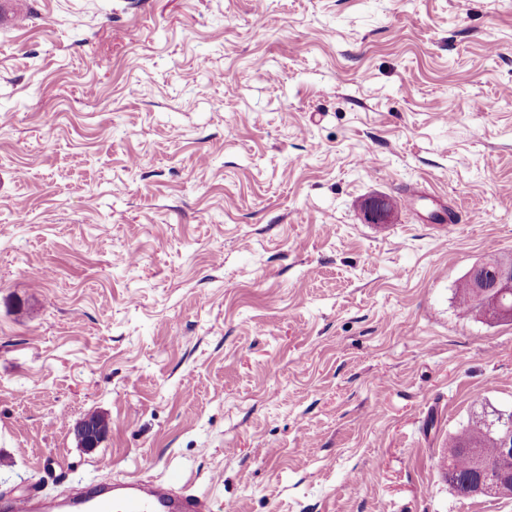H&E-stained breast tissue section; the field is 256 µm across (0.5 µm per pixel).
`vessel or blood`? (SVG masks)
<instances>
[{
    "instance_id": "1",
    "label": "vessel or blood",
    "mask_w": 512,
    "mask_h": 512,
    "mask_svg": "<svg viewBox=\"0 0 512 512\" xmlns=\"http://www.w3.org/2000/svg\"><path fill=\"white\" fill-rule=\"evenodd\" d=\"M0 512H212L205 494L175 480L129 478L97 482L93 489L61 500L24 496L0 505Z\"/></svg>"
}]
</instances>
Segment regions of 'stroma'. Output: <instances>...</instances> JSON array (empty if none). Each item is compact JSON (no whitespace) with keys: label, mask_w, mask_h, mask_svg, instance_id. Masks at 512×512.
Here are the masks:
<instances>
[{"label":"stroma","mask_w":512,"mask_h":512,"mask_svg":"<svg viewBox=\"0 0 512 512\" xmlns=\"http://www.w3.org/2000/svg\"><path fill=\"white\" fill-rule=\"evenodd\" d=\"M24 2L0 501L141 477L213 512H512L438 473L512 411V322L454 302L512 257V0ZM77 439L84 448H96L102 441L105 432L101 431L96 425L91 424L90 418L86 417L75 427Z\"/></svg>","instance_id":"obj_1"}]
</instances>
